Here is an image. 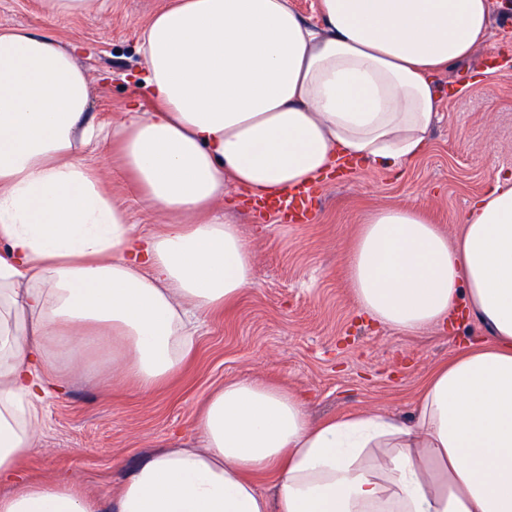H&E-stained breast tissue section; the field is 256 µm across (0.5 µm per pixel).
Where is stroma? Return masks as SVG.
I'll list each match as a JSON object with an SVG mask.
<instances>
[{"label": "stroma", "instance_id": "stroma-1", "mask_svg": "<svg viewBox=\"0 0 512 512\" xmlns=\"http://www.w3.org/2000/svg\"><path fill=\"white\" fill-rule=\"evenodd\" d=\"M172 0H104L102 7L54 23L41 0H0V29L49 32L78 46L94 121L122 112L141 70L138 35ZM485 74L471 86L473 72ZM440 120L427 151L398 171L361 166L322 178L307 221L256 219L251 204L232 212L253 254L254 284L211 316L182 371L145 391L113 376L112 350L84 353L64 391H49L38 449L21 469L31 481L66 474L114 512L122 480L171 435L194 441L199 404L225 381L250 377L284 384L307 399L314 419L377 410L408 418L426 378L483 330L478 322L408 334L358 314L346 255L362 215L386 206L421 208L457 237L460 213L495 176L512 178V10H496L488 44L442 73ZM131 223L159 229L165 215L146 209L117 155L98 158Z\"/></svg>", "mask_w": 512, "mask_h": 512}]
</instances>
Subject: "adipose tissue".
I'll return each mask as SVG.
<instances>
[{
    "label": "adipose tissue",
    "mask_w": 512,
    "mask_h": 512,
    "mask_svg": "<svg viewBox=\"0 0 512 512\" xmlns=\"http://www.w3.org/2000/svg\"><path fill=\"white\" fill-rule=\"evenodd\" d=\"M318 15L172 0L141 34L138 100L97 125L73 51L0 30V512H100L68 478L18 473L67 378L60 349L111 343L113 372L145 389L178 373L199 323L253 285L249 244L216 204L313 188L343 162L419 158L435 76L485 42L492 0H319ZM112 149L169 224H131L88 161ZM459 222L452 241L419 208H375L348 258L360 314L418 333L463 311L486 331L430 374L410 420L315 422L285 387L229 381L199 411L197 443L170 438L114 512H512V180Z\"/></svg>",
    "instance_id": "obj_1"
}]
</instances>
